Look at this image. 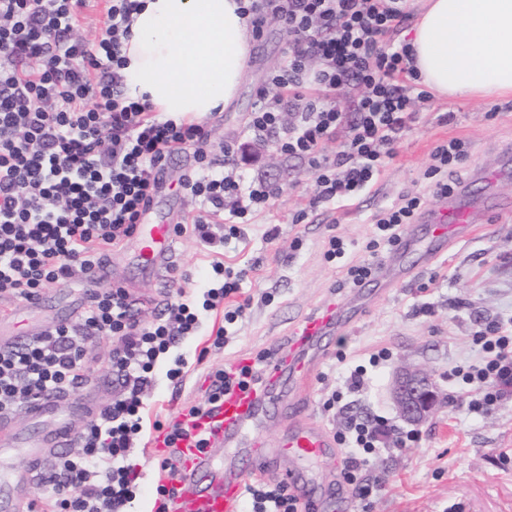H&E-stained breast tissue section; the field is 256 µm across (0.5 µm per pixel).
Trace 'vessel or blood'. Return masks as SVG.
Returning a JSON list of instances; mask_svg holds the SVG:
<instances>
[{"instance_id": "b4317fda", "label": "vessel or blood", "mask_w": 512, "mask_h": 512, "mask_svg": "<svg viewBox=\"0 0 512 512\" xmlns=\"http://www.w3.org/2000/svg\"><path fill=\"white\" fill-rule=\"evenodd\" d=\"M512 214V202L486 198L475 206L461 198H449L428 210L421 219V231L407 230L376 278L368 280L346 299L326 304L303 317L288 340L286 350L275 352L268 363L263 383L257 388H232L223 403L188 420L189 434L169 450L165 432L152 435L151 446L157 458L175 454V471L169 481L177 493L164 504L166 512H242L244 482L257 478L269 468L265 454L256 441L247 439L249 425L264 417L274 397L288 392L292 403L288 411V432L281 442L292 456L312 460L329 456L333 437L311 421L306 413L303 393L319 365L326 358L330 336L350 329L362 313L388 288L415 275L416 271L447 252L452 243L471 238L484 224L487 209ZM142 267L155 274L168 269L174 255L175 227L167 221L137 225ZM69 393H50L26 405V413L48 422L49 427L37 439L10 436V419L0 414V435L13 448L28 451L30 462H38L56 448L72 445L75 433L70 423L58 416L60 403L72 401ZM204 435L210 445L235 448L237 454L216 479L208 454L198 448L196 438ZM33 483L31 472L0 478V512H19L20 489Z\"/></svg>"}]
</instances>
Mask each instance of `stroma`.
<instances>
[{
    "mask_svg": "<svg viewBox=\"0 0 512 512\" xmlns=\"http://www.w3.org/2000/svg\"><path fill=\"white\" fill-rule=\"evenodd\" d=\"M288 54V35L281 23L268 18L261 37L252 39L249 70L234 104L211 120V156L223 162L225 148L239 151L247 145L246 125L254 112L258 93L271 71L281 66ZM452 121H444L445 113ZM459 138L469 152L456 174L458 191L480 194L474 173L492 169L500 162L502 150L512 145V97L449 101L432 99L420 107L396 146L376 185L356 202L341 206L310 208L314 175L309 166L295 158L264 151L258 160L239 157V171L245 179L263 178L276 183L279 195L257 212L245 225L240 238L224 247V263L245 271L242 292L253 299L246 317L224 352L199 359L212 329L224 318L222 311L202 315L200 336L178 348L186 358L188 374L182 386L159 378L145 399V422L174 419L188 405L201 401L208 385L207 372L237 358L284 347L295 326L326 302L347 297L340 281L345 261L366 257L371 218L403 194L424 192V172L430 153L441 141ZM195 165L193 150L174 156L157 198L158 211L175 208L177 216L190 215L193 204L180 188L181 177ZM304 214L302 223L292 218ZM278 225L277 239L266 241L268 225ZM343 237L351 244L347 259H327L329 236ZM302 247H295V238ZM112 282L130 292L160 298L167 278L143 275L134 241H126L110 252ZM173 263L185 275L184 286L196 301L215 280L211 257L195 237L179 236ZM97 284L74 279L41 291L38 306L21 299L0 298V315H6V331L22 339L57 324L71 312L81 310ZM272 293L271 304H262L260 293ZM512 320V216L491 214L477 237L462 241L413 278L397 284L374 303L367 315L349 332L332 336L326 359L310 379L304 397L313 420L328 432H335L346 415L387 417L393 429L381 437L378 454L363 465L358 477L372 485L367 500H360L342 477L344 459H329L310 470L317 497L301 502V512H512V396L490 413L469 412L464 386L449 378V371L478 359L473 336L486 324ZM391 353L388 363L369 367L370 353L380 348ZM112 343L98 342L88 348L90 374L80 393L96 405L106 404L115 388L112 384L110 352ZM345 362H338V353ZM423 367L442 389L446 403L425 422L417 425V443L407 448L393 446L395 432L406 431L388 398L394 371L402 365ZM367 368L361 391H350L351 369ZM340 392L347 405L345 415L325 410L324 400Z\"/></svg>",
    "mask_w": 512,
    "mask_h": 512,
    "instance_id": "obj_1",
    "label": "stroma"
}]
</instances>
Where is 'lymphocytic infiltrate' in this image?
Returning <instances> with one entry per match:
<instances>
[{
  "mask_svg": "<svg viewBox=\"0 0 512 512\" xmlns=\"http://www.w3.org/2000/svg\"><path fill=\"white\" fill-rule=\"evenodd\" d=\"M88 0H0V297L32 300L50 285L88 272L112 248L133 235L143 211L164 180L169 160L194 149L197 166L180 186L200 207L178 233H191L215 250L239 238L240 219L265 207L277 187L261 179L243 182L232 150L224 170L209 160L207 121L160 120L149 104L130 100L120 74L122 55L139 0H108L105 30L96 39L76 36ZM407 0H246L242 15L252 33L274 16L288 34L287 61L273 70L247 131L257 147L308 164L315 176L312 206L350 203L372 187L429 100L418 88L409 44L394 35L407 19ZM356 98L344 103L343 94ZM338 142L334 155L326 146ZM463 140L436 145L425 171L428 195H406L374 218L367 259L346 269L352 285L376 272L383 250L399 245L428 197L445 198L448 181L467 157ZM220 287L195 306L179 278H171L159 314L141 316L140 301L116 285L97 293L77 319L62 322L21 346H0V412L50 391L77 390L88 379L86 350L113 342L111 368L118 391L89 418L75 450L47 459L41 483L54 495L28 512H127L136 497L130 462L144 431V397L155 382L161 355L200 331V310L223 309L224 323L211 346L229 342L228 328L251 306L239 300L244 272L213 260ZM482 355L451 376L468 385V409L487 413L512 391V328L494 322L476 332ZM266 354L233 372L209 371L203 401L190 414L223 401L231 386L261 383ZM385 418L350 416L335 440L345 449L343 479L360 498L371 489L356 472L376 453ZM244 494L251 512H298L285 482L253 481Z\"/></svg>",
  "mask_w": 512,
  "mask_h": 512,
  "instance_id": "f902f5d3",
  "label": "lymphocytic infiltrate"
}]
</instances>
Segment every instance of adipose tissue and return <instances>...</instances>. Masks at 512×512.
<instances>
[{"mask_svg": "<svg viewBox=\"0 0 512 512\" xmlns=\"http://www.w3.org/2000/svg\"><path fill=\"white\" fill-rule=\"evenodd\" d=\"M124 43L127 95L161 117L224 112L248 69L238 0H141ZM423 86L441 98L512 95V0H424L410 39Z\"/></svg>", "mask_w": 512, "mask_h": 512, "instance_id": "obj_1", "label": "adipose tissue"}]
</instances>
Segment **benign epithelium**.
Returning <instances> with one entry per match:
<instances>
[{
    "label": "benign epithelium",
    "instance_id": "7a95c632",
    "mask_svg": "<svg viewBox=\"0 0 512 512\" xmlns=\"http://www.w3.org/2000/svg\"><path fill=\"white\" fill-rule=\"evenodd\" d=\"M389 395L401 419L414 425L426 421L444 402L441 390L428 373L409 368L394 374Z\"/></svg>",
    "mask_w": 512,
    "mask_h": 512
}]
</instances>
